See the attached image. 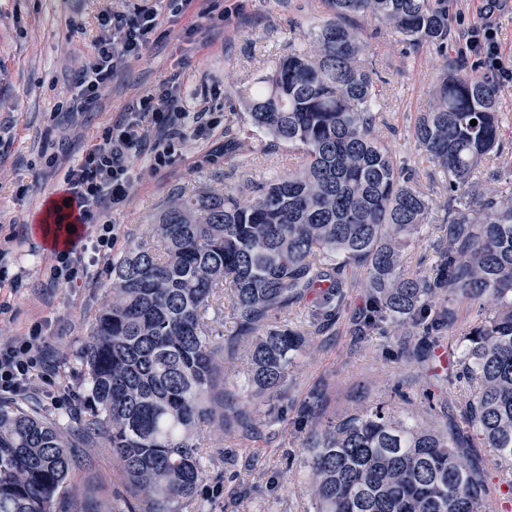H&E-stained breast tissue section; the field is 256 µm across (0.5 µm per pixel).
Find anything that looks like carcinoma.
Returning a JSON list of instances; mask_svg holds the SVG:
<instances>
[{"label": "carcinoma", "instance_id": "cac0c4a2", "mask_svg": "<svg viewBox=\"0 0 512 512\" xmlns=\"http://www.w3.org/2000/svg\"><path fill=\"white\" fill-rule=\"evenodd\" d=\"M324 3L312 51L291 48L242 85L246 127L224 135L227 153L287 146L300 152L298 167L173 202L150 225L151 245L133 244L112 262V304L81 355L92 404L84 437L112 448L129 512H176L174 503L205 484L199 422L253 429L249 403L225 388L204 330L216 290L239 330L254 336L243 391L273 411L309 341L277 320L312 295L320 316L338 320L353 265L365 274L357 329L420 327L429 348L415 351L416 361L436 378L455 373L474 386L461 423L445 430L379 406L328 420L303 448L315 512H481L491 490L512 499V478L490 487L463 452L479 446L512 463V191L484 200L474 221L448 214L432 278L408 276L402 248L431 207L410 185L412 169L375 136L384 104L365 22L444 52L448 0ZM501 121L498 86L455 70L412 136L452 174L449 191L465 193L472 171L498 153ZM456 302L476 308L466 328H455ZM445 336L457 356L446 355ZM73 464L59 425L0 405V512H60L53 506L77 496Z\"/></svg>", "mask_w": 512, "mask_h": 512}]
</instances>
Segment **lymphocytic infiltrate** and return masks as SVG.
Here are the masks:
<instances>
[{"mask_svg": "<svg viewBox=\"0 0 512 512\" xmlns=\"http://www.w3.org/2000/svg\"><path fill=\"white\" fill-rule=\"evenodd\" d=\"M194 0H146L129 14L109 19L108 28L95 41L96 55L76 76L83 106H90L111 80L118 63L141 57L159 27L163 9L186 12ZM501 0H487L477 22L461 34L470 51L481 55L489 68L511 78L495 40L491 17ZM217 122L208 112L189 104L177 83L144 95L128 105L121 123L91 145L81 162L67 175V192L81 211L82 234L70 247L54 252L48 280L55 286H75L88 278L91 267L108 260L115 226L108 222L110 209L122 204L133 188L132 160L150 153L156 165H165L169 146L187 133L204 136ZM42 328L24 337L0 336V399H12L46 389L56 373L43 353Z\"/></svg>", "mask_w": 512, "mask_h": 512, "instance_id": "lymphocytic-infiltrate-1", "label": "lymphocytic infiltrate"}]
</instances>
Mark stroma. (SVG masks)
I'll list each match as a JSON object with an SVG mask.
<instances>
[{"label": "stroma", "mask_w": 512, "mask_h": 512, "mask_svg": "<svg viewBox=\"0 0 512 512\" xmlns=\"http://www.w3.org/2000/svg\"><path fill=\"white\" fill-rule=\"evenodd\" d=\"M137 0H0V334L22 336L37 322L50 329L45 351L57 367L52 405L39 392L12 399V406L37 408L46 420L75 426L89 418L90 386L79 352L98 312L112 300L111 264L93 267L79 287L48 285L51 254L38 231L46 200L65 195L69 169L85 147L111 130L128 102L157 91L178 75L184 95L196 98L219 122L205 138L187 135L175 142L165 166L138 158L129 198L109 215L117 241L113 256L148 239L154 215L173 200L204 190L235 186L242 178L285 173L298 166L296 152L277 150L273 161L257 155L228 157L224 131L242 124L235 95L244 78H258L272 58L305 39L307 22L324 15L322 0H195L193 13L212 12L214 23L195 29L190 15L164 16L150 48L123 61L92 109L73 111L70 88L93 59L100 20L130 12ZM484 0H448L452 33L447 55L434 47L412 48L378 23L370 59L387 105L377 136L398 161L415 171L412 186L430 200L428 224L405 245V270L431 277L448 240L444 222L449 202L446 168L429 162L408 137V129L429 103L438 80L462 66L479 75L489 69L459 37L477 19ZM501 147L473 173V199L461 209L478 208L480 198L512 189V78L500 82ZM318 310L308 302L289 309L284 324L311 333V344L288 375L276 410L251 406L256 432L237 426L198 427L195 441L209 472L205 488L176 503L177 512H314L304 482L302 448L307 435L331 416L381 404L394 414L427 425H445L448 416L430 396L451 395L463 404L468 380L447 386L435 382L424 364L407 360L401 347H415V336H399L382 324L355 335L348 319L316 333ZM215 357L228 380L243 382L250 337L237 328L223 300L205 315ZM317 402V412L302 408ZM75 482L83 489L76 512H125L126 484L106 442L80 444L74 451Z\"/></svg>", "instance_id": "35a3bbf8"}]
</instances>
